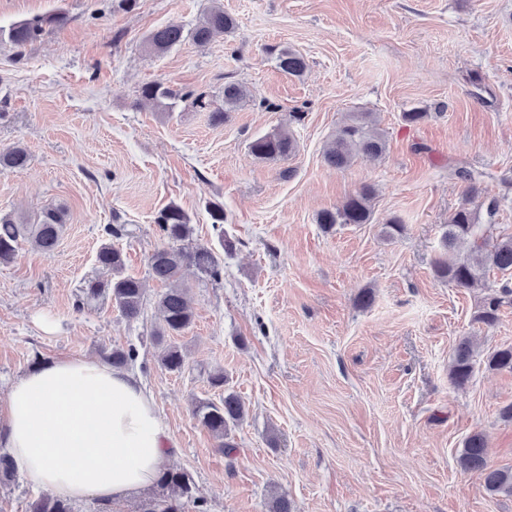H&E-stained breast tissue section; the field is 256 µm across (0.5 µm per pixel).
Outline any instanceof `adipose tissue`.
<instances>
[{
  "instance_id": "ef3b65f1",
  "label": "adipose tissue",
  "mask_w": 512,
  "mask_h": 512,
  "mask_svg": "<svg viewBox=\"0 0 512 512\" xmlns=\"http://www.w3.org/2000/svg\"><path fill=\"white\" fill-rule=\"evenodd\" d=\"M0 447L33 487L71 501L137 495L170 453L142 382L85 357L47 362L15 380L0 408Z\"/></svg>"
}]
</instances>
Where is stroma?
<instances>
[{
    "mask_svg": "<svg viewBox=\"0 0 512 512\" xmlns=\"http://www.w3.org/2000/svg\"><path fill=\"white\" fill-rule=\"evenodd\" d=\"M214 6L234 18L231 33L145 50L151 30L192 27ZM56 12L68 23L16 52L12 25ZM272 46L300 53L304 75L281 71ZM152 82L217 105L228 82L251 96L217 125L209 110L141 98ZM425 107V121L403 120ZM354 112L373 113L386 151L332 168L325 151ZM278 127L294 153L255 158L250 142ZM17 144L29 163L0 172V212L32 223L58 208L65 224L54 251L23 240L0 264V402L35 366L133 346L131 369L172 440L168 466L190 475L207 512H268L275 492L294 512H512V495H489L456 463L479 431L489 463L512 467L500 415L512 373L481 365L461 388L448 375L460 336L477 334L486 352L512 345V305L494 326L473 324L480 290L432 269L461 207L477 213L479 236L512 233V0H0V150ZM463 170L482 198H469ZM365 186L370 223L318 224ZM172 202L195 243L233 244L222 280L184 272L194 323L176 339L179 372L156 361L165 286L148 277L154 217ZM394 216L405 230L389 239ZM110 224L122 228L125 275L148 288L133 321L83 294L110 277L96 261ZM218 369L248 409L224 450L191 411L222 398L209 383Z\"/></svg>",
    "mask_w": 512,
    "mask_h": 512,
    "instance_id": "stroma-1",
    "label": "stroma"
}]
</instances>
